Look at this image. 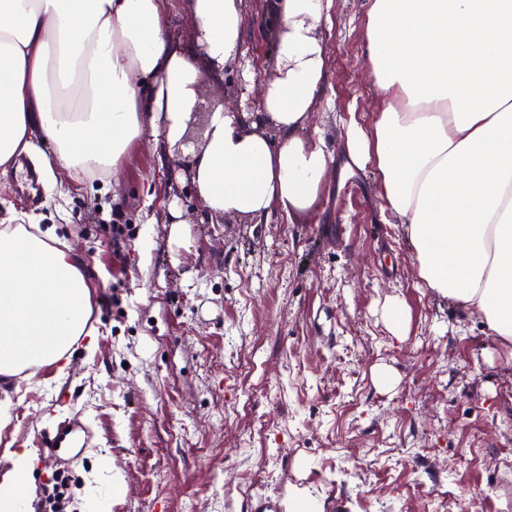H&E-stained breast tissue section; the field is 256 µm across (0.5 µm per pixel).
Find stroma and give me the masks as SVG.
<instances>
[{"label":"stroma","instance_id":"35a3bbf8","mask_svg":"<svg viewBox=\"0 0 512 512\" xmlns=\"http://www.w3.org/2000/svg\"><path fill=\"white\" fill-rule=\"evenodd\" d=\"M368 4L331 0L317 30L324 91L300 135L323 138L330 162L306 207L212 222L186 168L148 134L110 181L84 183L34 137V202L15 168L0 171V218L53 228L92 287L93 352L74 353L61 377L0 376V400L13 402L0 457L48 453L73 482L66 512L92 496L109 512H246L303 489L328 512H512V355L479 314L426 288L374 167L348 153L350 126L370 129L379 105ZM161 5L171 42L195 51L190 0ZM243 5L247 68L230 61L197 87L201 102L240 112L275 77L270 0ZM381 368L393 387L378 386ZM64 423L72 433L42 450Z\"/></svg>","mask_w":512,"mask_h":512}]
</instances>
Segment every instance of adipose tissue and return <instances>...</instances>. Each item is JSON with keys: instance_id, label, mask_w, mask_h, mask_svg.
I'll list each match as a JSON object with an SVG mask.
<instances>
[{"instance_id": "adipose-tissue-1", "label": "adipose tissue", "mask_w": 512, "mask_h": 512, "mask_svg": "<svg viewBox=\"0 0 512 512\" xmlns=\"http://www.w3.org/2000/svg\"><path fill=\"white\" fill-rule=\"evenodd\" d=\"M330 2L272 0L264 121L279 137L246 113H211L192 160L210 218L258 222L316 196L330 155L299 132L323 91L316 31ZM191 8L209 63L235 59L243 0ZM364 38L379 108L371 132L350 127L351 156L373 164L426 286L512 344V0H371ZM201 76L160 0H0V168L32 153L37 130L75 181L110 177L144 134L184 137ZM90 314L83 262L53 230L0 224V375L68 367ZM8 458L0 512H33L31 453Z\"/></svg>"}]
</instances>
